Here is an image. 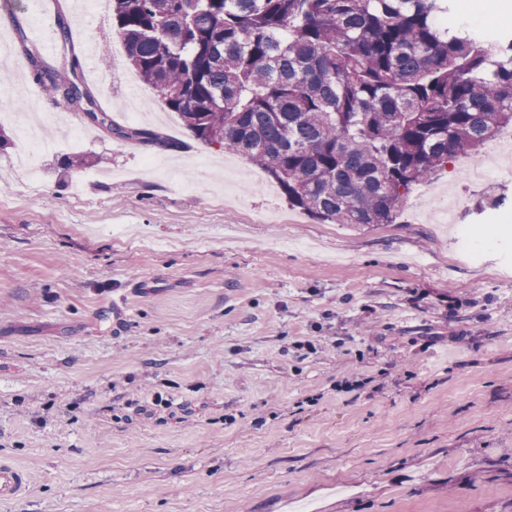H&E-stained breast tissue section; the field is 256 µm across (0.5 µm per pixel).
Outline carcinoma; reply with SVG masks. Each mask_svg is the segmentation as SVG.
I'll list each match as a JSON object with an SVG mask.
<instances>
[{"label":"carcinoma","instance_id":"cac0c4a2","mask_svg":"<svg viewBox=\"0 0 512 512\" xmlns=\"http://www.w3.org/2000/svg\"><path fill=\"white\" fill-rule=\"evenodd\" d=\"M127 58L196 140L273 176L330 224H390L403 196L512 128V34L449 35L450 0H108ZM45 92L94 127L157 133L99 112L77 77Z\"/></svg>","mask_w":512,"mask_h":512}]
</instances>
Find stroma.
Wrapping results in <instances>:
<instances>
[{
    "label": "stroma",
    "instance_id": "1",
    "mask_svg": "<svg viewBox=\"0 0 512 512\" xmlns=\"http://www.w3.org/2000/svg\"><path fill=\"white\" fill-rule=\"evenodd\" d=\"M34 25L0 0V460L31 476L0 512H512V175L457 181L477 265L413 196L324 223L179 117L146 124L169 148L77 138L28 57L124 124L112 14L50 54ZM459 235L469 244L465 252L466 259L473 264L480 263L484 257L485 250L491 245V241L477 239L472 230L465 226L459 228Z\"/></svg>",
    "mask_w": 512,
    "mask_h": 512
}]
</instances>
